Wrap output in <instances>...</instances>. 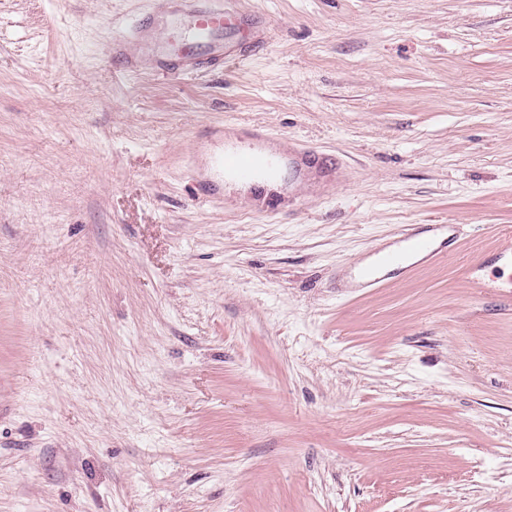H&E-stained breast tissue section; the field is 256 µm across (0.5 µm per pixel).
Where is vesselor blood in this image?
<instances>
[{
	"label": "vessel or blood",
	"mask_w": 512,
	"mask_h": 512,
	"mask_svg": "<svg viewBox=\"0 0 512 512\" xmlns=\"http://www.w3.org/2000/svg\"><path fill=\"white\" fill-rule=\"evenodd\" d=\"M190 24L182 42L165 47L154 45L153 52L159 64L170 76H182L203 67L216 68L227 59L244 60L262 49L270 34L268 24L255 20L244 11L239 0H185ZM270 132L259 129L249 140L228 142L223 130H216L210 138L205 172L199 177L203 194L223 196L225 179L242 185H251L259 179L276 174L279 156L269 144ZM289 194L308 184L321 187L336 182V165L309 149L290 151L288 154ZM446 231L445 225L431 224L426 230L409 228L399 236L397 248H382L375 253V264L358 272V285L372 288L382 283V271L404 270L408 254L429 259L441 256L436 247L438 236Z\"/></svg>",
	"instance_id": "vessel-or-blood-1"
}]
</instances>
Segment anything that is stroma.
Here are the masks:
<instances>
[{
  "mask_svg": "<svg viewBox=\"0 0 512 512\" xmlns=\"http://www.w3.org/2000/svg\"><path fill=\"white\" fill-rule=\"evenodd\" d=\"M242 2L178 78L107 50L182 0H0V512H512V0ZM256 127L336 185L197 197ZM426 231H417L411 227L405 232L399 234L398 243L404 245V248H382L376 251L375 265L368 269H360L358 275L359 288H374L381 284L384 280L380 276L383 270L391 269V271H404L410 267L406 265L408 253L420 255L427 259H433L442 256L444 253L439 247H435V241L438 236L447 231L453 232L455 225L453 224H424ZM427 233V234H426Z\"/></svg>",
  "mask_w": 512,
  "mask_h": 512,
  "instance_id": "stroma-1",
  "label": "stroma"
}]
</instances>
